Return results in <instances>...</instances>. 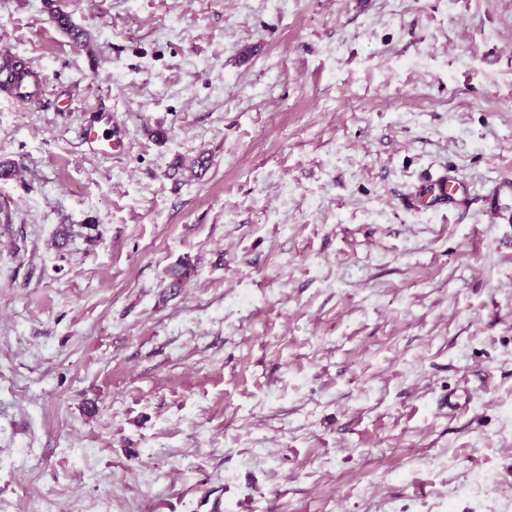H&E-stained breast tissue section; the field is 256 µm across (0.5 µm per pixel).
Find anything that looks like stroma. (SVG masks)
Returning a JSON list of instances; mask_svg holds the SVG:
<instances>
[{
    "label": "stroma",
    "instance_id": "stroma-1",
    "mask_svg": "<svg viewBox=\"0 0 512 512\" xmlns=\"http://www.w3.org/2000/svg\"><path fill=\"white\" fill-rule=\"evenodd\" d=\"M61 4L0 0V512H512V0ZM45 4L59 29L66 32L77 44L84 47H88L90 45L91 35L85 30L79 29L72 24L69 15L62 10L59 1L45 0ZM36 87V73L29 62L6 55L0 64V89L11 93L25 90L27 97L32 98L36 93L30 92Z\"/></svg>",
    "mask_w": 512,
    "mask_h": 512
}]
</instances>
